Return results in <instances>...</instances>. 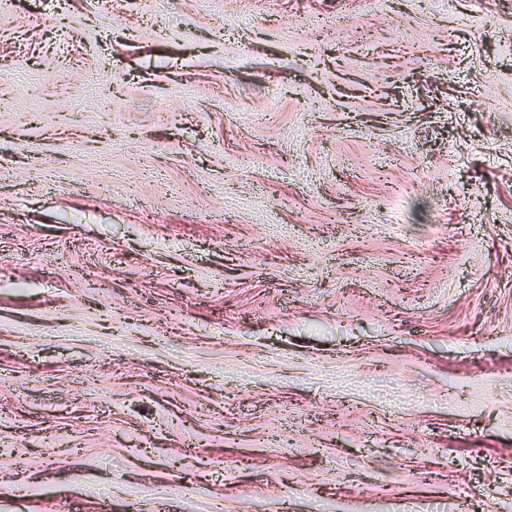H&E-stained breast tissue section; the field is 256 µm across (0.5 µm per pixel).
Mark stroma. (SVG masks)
Returning <instances> with one entry per match:
<instances>
[{"label":"stroma","mask_w":512,"mask_h":512,"mask_svg":"<svg viewBox=\"0 0 512 512\" xmlns=\"http://www.w3.org/2000/svg\"><path fill=\"white\" fill-rule=\"evenodd\" d=\"M0 512H512V0H0Z\"/></svg>","instance_id":"1"}]
</instances>
